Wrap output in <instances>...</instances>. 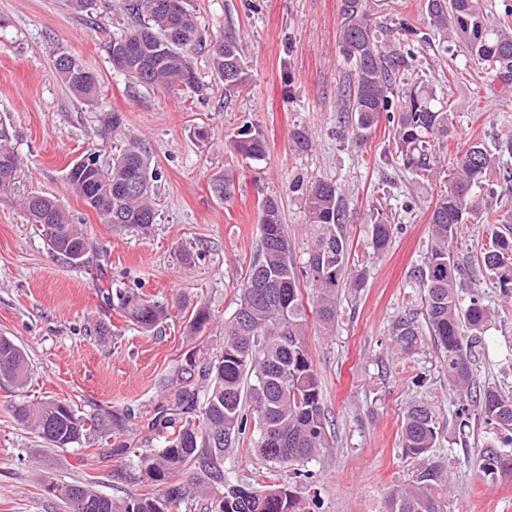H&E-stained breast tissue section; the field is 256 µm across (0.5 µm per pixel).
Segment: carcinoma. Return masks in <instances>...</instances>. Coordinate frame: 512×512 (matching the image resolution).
<instances>
[{
    "mask_svg": "<svg viewBox=\"0 0 512 512\" xmlns=\"http://www.w3.org/2000/svg\"><path fill=\"white\" fill-rule=\"evenodd\" d=\"M429 26L442 42L462 45L480 65L477 77L487 85L512 80V6L494 13L485 0H424ZM132 26L112 38L108 52L113 67L143 85L206 94L191 54L202 45L197 16L188 0H121ZM384 9L370 0H341L338 42L348 65L341 111L350 114L358 141L386 116L393 127L396 157L420 180L441 177L446 148L454 128L449 100L436 94L419 74L409 81L414 45L426 40L401 13L392 25L377 20ZM212 72L224 84L229 103L246 86L249 74L243 46L230 31L208 49ZM55 70L69 91L83 102L98 95L97 75L69 55L58 56ZM228 147L245 160L261 161L267 141L261 130L246 127L229 138ZM512 155V133L497 138L494 150L471 138L459 148L449 170L448 186L435 198L429 217L431 244L421 272L423 318L448 372V384L460 402L474 404L486 423L512 433V393L477 379L476 348L491 312L474 293H464L461 268L454 259L458 228L482 213L485 224H506L493 204L498 198L491 172L512 181V167H499ZM20 167L17 153L0 131V192L14 184ZM149 150L131 137L112 162L93 158L73 163L68 186L116 230L135 228L147 234L157 223ZM304 204L311 244L303 266L296 267L289 250L282 207L272 196L262 199L260 245L238 288L236 309L224 320V350L220 357L197 364L194 355L179 366L172 406L160 412L153 429L161 447L134 452L130 479L147 490L114 500L78 482L54 486L69 512H192L200 498L226 512L227 499L241 498L235 512H304L299 496L287 485L256 490L230 484L224 477V454L247 426L258 434L261 458L279 468L301 464L328 445L322 384L309 355L305 335L308 318L327 334L336 325L341 289L363 287L365 272L349 268L348 214L336 183L315 178L306 186ZM27 214L41 213L39 231L51 249L74 266L89 262L97 246L72 223L59 200L41 192L24 198ZM394 225L382 217L369 225L373 251L384 253L393 241ZM477 263L490 272L501 294L512 298V231H495L480 250ZM121 315L150 331L169 317L168 307L133 288L112 292ZM207 306L195 305L189 329L201 333L211 322ZM405 352L418 344L422 332L411 317L394 325ZM0 380L25 386L24 351L0 336ZM18 421L34 430L51 448H67L105 424L87 419L61 400L45 399L15 407ZM439 423L424 403L411 405L402 418L401 445L405 456L424 460L438 440ZM486 475H512V454L487 450L471 461ZM196 471L201 478L190 487L175 477ZM435 470L426 469L418 481L394 488L386 512H443L441 489L432 484Z\"/></svg>",
    "mask_w": 512,
    "mask_h": 512,
    "instance_id": "obj_1",
    "label": "carcinoma"
}]
</instances>
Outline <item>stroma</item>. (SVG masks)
Wrapping results in <instances>:
<instances>
[{
	"label": "stroma",
	"mask_w": 512,
	"mask_h": 512,
	"mask_svg": "<svg viewBox=\"0 0 512 512\" xmlns=\"http://www.w3.org/2000/svg\"><path fill=\"white\" fill-rule=\"evenodd\" d=\"M339 5L190 0L205 43L193 62L210 87L201 99L142 85L113 69L108 44L129 24L118 0H93L82 11L70 0H0V124L22 161L11 192L0 196V336L24 350L29 374L21 388L0 383V512H68L48 492L53 482H87L110 498L134 491L126 479L130 459L113 455V448L147 447L185 356L205 362L221 353L224 321L257 253L263 197L280 201L293 259L305 261L310 231L294 186L317 177L342 187L349 265L366 271L363 288L341 291L333 333L323 334L312 322L305 336L322 382L329 446L298 477L293 469L266 465L257 433L248 431L224 457L226 479L259 489L290 483L310 512H384L393 488L433 465L446 491L444 512H512V476H487L470 464L484 450H506V431L487 424L476 407L462 406L429 336L406 353L393 334L399 319L423 312L420 271L439 185L388 165L393 141L387 120H379L362 144L344 135ZM228 28L244 46L249 72L229 103L206 50ZM415 52L419 66L436 78L437 93L452 103L449 152L470 137L489 143L512 129V96L472 80L475 64L461 45L446 52L433 38ZM59 53L97 74L94 102L78 101L55 78ZM452 69L459 74L453 81ZM114 112L125 117L122 131L107 124ZM247 125L266 138L263 161L242 159L226 147ZM202 128L208 137L201 141L196 132ZM299 130L311 147L295 146ZM133 136L148 144L159 173L157 222L146 235L113 230L65 181L70 163L90 154L109 163ZM226 175L234 177L235 189L221 199L212 183ZM34 191L58 197L73 222L84 225L100 249L89 264L71 265L29 224L21 203ZM376 212L397 227L381 255L368 235ZM490 234V225H465L456 258L465 267V287L496 312L483 338L479 378L512 391V300L472 262ZM184 249L196 253L194 266L183 264ZM106 288L141 289L164 302L171 316L143 330L107 304ZM198 303L208 306L213 321L194 336L188 309ZM99 322L112 328L107 339L94 331ZM45 398L70 403L86 418L108 423L118 413L127 422L123 431L49 448L12 412L18 403ZM420 401L439 423V439L424 461L404 456L399 439L407 407Z\"/></svg>",
	"instance_id": "stroma-1"
}]
</instances>
